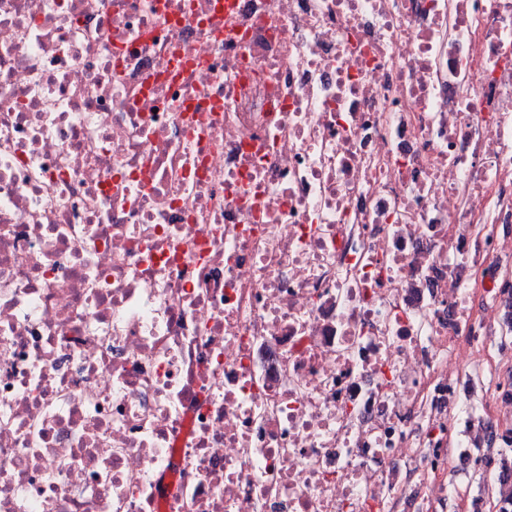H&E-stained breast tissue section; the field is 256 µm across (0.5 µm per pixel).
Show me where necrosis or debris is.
I'll list each match as a JSON object with an SVG mask.
<instances>
[{
  "label": "necrosis or debris",
  "mask_w": 512,
  "mask_h": 512,
  "mask_svg": "<svg viewBox=\"0 0 512 512\" xmlns=\"http://www.w3.org/2000/svg\"><path fill=\"white\" fill-rule=\"evenodd\" d=\"M511 295L512 0H0V512H482Z\"/></svg>",
  "instance_id": "necrosis-or-debris-1"
}]
</instances>
